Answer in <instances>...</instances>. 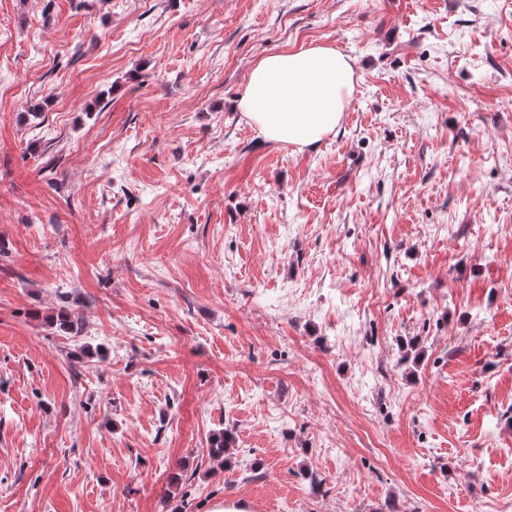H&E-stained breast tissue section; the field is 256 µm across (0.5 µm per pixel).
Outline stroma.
<instances>
[{
    "mask_svg": "<svg viewBox=\"0 0 512 512\" xmlns=\"http://www.w3.org/2000/svg\"><path fill=\"white\" fill-rule=\"evenodd\" d=\"M312 45L343 122L265 142ZM224 498L512 512V0H0V512ZM354 62L314 45L263 56L236 108L266 142L314 148L341 124L354 89Z\"/></svg>",
    "mask_w": 512,
    "mask_h": 512,
    "instance_id": "stroma-1",
    "label": "stroma"
}]
</instances>
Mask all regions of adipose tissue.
Instances as JSON below:
<instances>
[{
    "label": "adipose tissue",
    "mask_w": 512,
    "mask_h": 512,
    "mask_svg": "<svg viewBox=\"0 0 512 512\" xmlns=\"http://www.w3.org/2000/svg\"><path fill=\"white\" fill-rule=\"evenodd\" d=\"M354 62L314 45L263 56L236 108L264 141L313 148L341 124L354 89Z\"/></svg>",
    "instance_id": "1"
}]
</instances>
